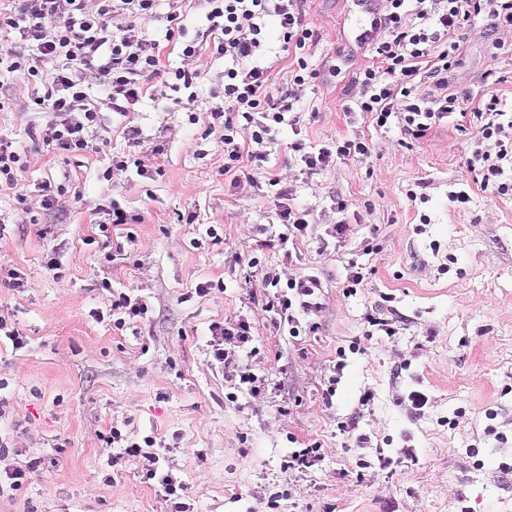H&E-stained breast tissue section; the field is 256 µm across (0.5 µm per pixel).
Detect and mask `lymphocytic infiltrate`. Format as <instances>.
<instances>
[{"mask_svg": "<svg viewBox=\"0 0 512 512\" xmlns=\"http://www.w3.org/2000/svg\"><path fill=\"white\" fill-rule=\"evenodd\" d=\"M385 12L375 13L368 32L356 36L357 47L369 48L379 64L355 74L360 87L359 111L377 127L398 120L405 135L419 140L441 120L460 109V98L448 90V74L460 61L456 33L480 15L490 17L495 27H512V0H386ZM305 0H24L14 12L0 11V29L13 32L21 50L0 52V66L13 77L31 84H44L34 96L36 108L51 112L49 123L33 133L54 152L82 154L106 129V113L124 118L122 133L130 149L112 157V174L135 171L146 179L161 175V168L146 162L135 149L144 140L141 127L128 124L132 105L144 85L160 66L161 40L181 42V55L189 59L208 52L223 60L220 85L211 88L213 104L209 117L224 126V169L239 168L244 158L265 160L277 130L296 126L300 118L297 98L277 88L272 81L270 58L275 51L294 53L289 72L293 85L315 82L320 73L310 66L308 52L318 41L309 25ZM196 10L208 23L201 38L188 37L184 21ZM279 33L278 46H271L268 27ZM432 80L430 92L419 93L422 76ZM207 73L181 67L170 69L164 86L171 93L173 109L193 105ZM103 94L109 107L101 112L95 96ZM480 140L491 141L495 154L475 150L468 163L474 180L497 196H512V116L500 107L497 96L485 99L472 114ZM306 175L325 170L332 159L366 156L370 147L359 137L337 142L334 149H313L303 140L290 145ZM277 215L286 230L280 246L296 241L309 228L306 211L287 202V188L278 179ZM257 248L270 247L266 226H259ZM321 283L312 276L282 279L273 268H264L261 289L251 300L271 324L299 335L302 321L322 309ZM210 354L230 373L240 392L257 395L267 390L266 378L258 376L250 360L258 352L251 324L215 322L210 326ZM114 453L107 459L113 471L126 463L138 466L144 482L157 487L169 512H190L184 500V485L172 471L163 469L157 441L146 436L130 439L119 429L105 436Z\"/></svg>", "mask_w": 512, "mask_h": 512, "instance_id": "obj_1", "label": "lymphocytic infiltrate"}]
</instances>
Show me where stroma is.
<instances>
[{"instance_id": "35a3bbf8", "label": "stroma", "mask_w": 512, "mask_h": 512, "mask_svg": "<svg viewBox=\"0 0 512 512\" xmlns=\"http://www.w3.org/2000/svg\"><path fill=\"white\" fill-rule=\"evenodd\" d=\"M305 9L320 36L309 56L320 77L295 89L301 122L281 129L267 161L232 175L224 127L205 117L208 90L199 92L194 125L155 96L166 69L182 63L177 42H161L162 70L129 115L148 135L170 128L155 160L164 174L152 181L106 176L113 153L128 148L117 127L85 154L46 151L29 131L50 113L34 109L28 85L9 84L0 136L29 169L18 189L0 188V267L27 286L0 283V317L27 344L0 340V474L41 464L20 491L0 496V512H167L135 465L119 476L107 466L101 437L114 427L165 444L194 512H268L278 491L288 495L284 512H512V196L474 182L467 161L478 143L463 127L464 114L492 94L512 113V29L483 16L457 32L461 56L448 89L464 96V113L412 142L398 123L379 129L356 109L352 74L374 56L354 44L362 26L355 0H307ZM496 40L504 49L493 50ZM490 69L497 83H485ZM355 135L369 155L313 177L288 151L297 137L321 146ZM64 172L65 194L43 209L41 182ZM273 177L314 223L289 251L258 252L257 225L283 230ZM460 190L469 196L463 205L452 200ZM114 201L142 221L126 259L110 265L111 239L124 229L101 236L97 210ZM188 213L197 223L183 222ZM339 222L350 226L342 240L329 235ZM50 252L60 269H45ZM264 267L321 281L317 329L285 335L251 302ZM355 267L365 280L350 296ZM104 277L142 297L147 317L121 329L100 318ZM202 280L219 287L182 301ZM371 314L394 319V335L371 326ZM241 319L260 349L251 364L275 393H238L212 362L211 324ZM415 391L427 398L418 409L408 400ZM349 420L366 447L340 434ZM312 443L324 456L318 468L281 472L284 456Z\"/></svg>"}]
</instances>
